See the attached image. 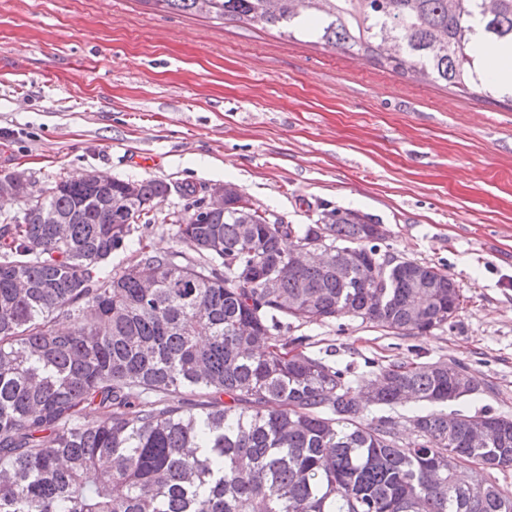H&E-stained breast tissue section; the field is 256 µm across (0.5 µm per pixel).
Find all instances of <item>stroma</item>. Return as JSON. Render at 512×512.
I'll return each mask as SVG.
<instances>
[{"instance_id":"35a3bbf8","label":"stroma","mask_w":512,"mask_h":512,"mask_svg":"<svg viewBox=\"0 0 512 512\" xmlns=\"http://www.w3.org/2000/svg\"><path fill=\"white\" fill-rule=\"evenodd\" d=\"M13 171L40 188L94 171L165 180L144 230L160 253L184 248L165 220L182 184H235L284 224L367 214L392 252L456 281L453 325L402 337L292 318L286 337L330 361H462L482 392L454 409L512 417L510 102L146 0H0V174Z\"/></svg>"}]
</instances>
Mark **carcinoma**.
Listing matches in <instances>:
<instances>
[{"mask_svg": "<svg viewBox=\"0 0 512 512\" xmlns=\"http://www.w3.org/2000/svg\"><path fill=\"white\" fill-rule=\"evenodd\" d=\"M144 2L310 36L488 99L501 89L483 79L477 41L512 45V0ZM170 192L161 179L61 178L0 226V512H512L492 478L512 469V417L486 409L450 425L438 410L465 397V364L360 371L283 334L290 317H352L423 336L452 325L454 279L393 262L367 214L272 224L246 199L214 212L203 197L171 216L196 255L157 254L140 237L132 264L104 270ZM319 236L348 262L376 263L375 282L288 266L284 240ZM142 265L158 273L152 288ZM270 272L279 287H259ZM428 277L442 287H415ZM365 382L378 387L371 402ZM404 393L417 410L400 438ZM480 421L498 431L482 448L467 441Z\"/></svg>", "mask_w": 512, "mask_h": 512, "instance_id": "obj_1", "label": "carcinoma"}]
</instances>
